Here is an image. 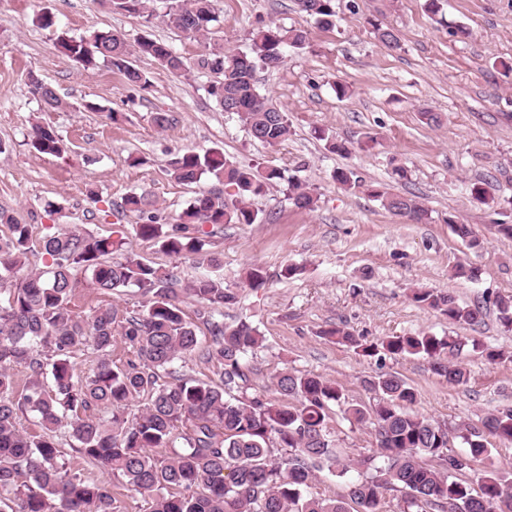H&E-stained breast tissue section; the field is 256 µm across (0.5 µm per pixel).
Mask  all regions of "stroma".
<instances>
[{"label": "stroma", "mask_w": 512, "mask_h": 512, "mask_svg": "<svg viewBox=\"0 0 512 512\" xmlns=\"http://www.w3.org/2000/svg\"><path fill=\"white\" fill-rule=\"evenodd\" d=\"M336 24L317 26L296 0H215L219 24L212 43L245 49L258 20L307 32L309 48L289 50L284 65L257 74V85L285 112L288 139L271 148L253 142L235 115L222 111L205 91L209 78L197 70L170 73L155 60L133 57L150 87L135 90L106 67L84 70L55 45L56 29L74 37L95 26L135 43L149 34L187 61L204 50L201 41L164 25L142 26L139 18L112 11L99 0H0V207L13 210L31 225L35 237L78 227L100 237L116 225L136 223L122 211L132 192L152 196L167 221H175L199 192L216 181H174L168 163L175 154L223 148L232 162L275 167L285 179L252 201L257 224H227L206 235L204 251L217 259L224 283L239 302L226 307L225 321L245 319L258 325L264 342L248 360L254 367L251 386L262 391L280 369L310 372L339 384L348 402L372 399L368 379L399 375L417 392L415 412L448 427L477 423L512 407V361L490 364L468 360L470 382L455 387L434 374L420 358H365L353 348L323 337L324 329L341 326L370 342L390 336L430 332L473 338L486 346L512 351V333L503 332L495 306H488L480 325L448 322L417 307L409 289L424 286L447 291L459 303L512 296V240L500 237L496 222L512 221L469 199L466 186L481 178L494 181L500 198L512 199V76L497 69L512 58V0H446L440 16L430 17L424 0H336ZM53 13L55 29L36 21ZM395 28L399 49L376 38L372 25ZM470 35L452 36V25ZM50 83L66 109L46 111L28 92L29 74ZM349 86L338 99L334 82ZM424 111L439 113L437 127L423 124ZM169 113L167 129L152 116ZM53 127L66 144L63 156L41 154L30 144L34 126ZM329 128L337 140L356 144L376 135L371 152L342 157L328 153L314 130ZM143 164H133V157ZM407 170L395 179L393 165ZM351 167L361 187L347 191L331 178L335 168ZM307 181L318 196L315 210L295 208L287 196V179ZM383 186L418 195L430 219L415 224L393 215L369 197L368 187ZM462 216L483 240L482 250L468 249L451 232L448 215ZM133 248L146 262L175 267L181 281L206 272L195 257L174 259L155 241L134 239ZM460 261L480 269L478 281L454 278ZM267 273L263 288H250L249 265ZM301 274L284 278L286 266ZM137 289L103 295L79 281L72 303L87 315L111 304L120 312L139 311ZM328 430L346 455H373L370 428L331 415ZM82 474L109 484L115 512H145L140 495L121 477L88 463Z\"/></svg>", "instance_id": "stroma-1"}]
</instances>
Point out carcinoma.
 Returning <instances> with one entry per match:
<instances>
[{
  "label": "carcinoma",
  "mask_w": 512,
  "mask_h": 512,
  "mask_svg": "<svg viewBox=\"0 0 512 512\" xmlns=\"http://www.w3.org/2000/svg\"><path fill=\"white\" fill-rule=\"evenodd\" d=\"M108 2L112 10L140 18L145 27L159 20L195 38L207 37L218 21L212 0ZM315 5L310 13L315 23L333 26L335 0H315ZM373 28L383 45L400 47L396 29L380 23ZM307 40L302 29L261 20L239 52L247 66L231 67L239 53L213 45L196 67L210 74L207 93L216 105L223 111L235 108L233 115L253 140L276 147L288 138V117L261 93L255 74L271 63L282 66L288 49H303ZM56 45L84 69L108 67L122 74L127 85L142 90L149 82L129 61L134 54L156 60L173 74L186 71L182 56L147 36L131 46L96 28L80 37L58 31ZM28 88L47 109L66 106L36 75L28 76ZM315 134L329 152L351 153L331 131ZM30 146L55 156L65 150L63 139L49 126L33 128ZM169 175L181 183H197L209 175L236 186L237 198L228 202L219 191H203L177 222L168 224L146 195L133 192L124 197L122 209L141 223L130 232L120 225L106 238L74 227L36 239L31 225L0 208V224L8 229L0 237V291L5 292L0 296V512H114L111 488L72 469L61 454L63 440L83 461L121 475L149 512H381L389 491L404 492L403 512H444L448 503L453 512H512V474L495 465L488 440L491 436L512 445V409L481 419L480 429L457 425L465 451L453 454L448 427L408 411L417 393L392 373L366 381L375 394L368 406L348 404L342 387L320 375L287 369L271 378L278 397L248 392L252 367L245 356L262 346L264 336L245 320L224 322V306L237 303V294L212 274L181 284L171 268L142 261L129 233L157 241L172 258L198 255L204 246L199 237L203 226L256 223L258 211L251 199L285 180L284 174L277 168L239 167L222 149L211 148L176 155ZM332 178L348 191L359 186L351 168L335 169ZM287 180L288 200L298 209L314 210L318 198L311 186L298 178ZM370 193L396 216L416 224L429 219L415 195L385 188ZM469 193L483 204H497L489 179L471 183ZM448 224L468 248H481L472 225L454 214L448 215ZM36 250L45 268L28 271V254ZM80 273L102 294L138 289L144 298L141 310L124 317L112 306H101L85 317L76 314L71 303ZM185 298L203 308L201 318L209 333L204 347L198 326L183 311ZM411 300L453 324L475 326L483 320L482 303L463 306L449 292L417 287ZM494 305L503 331L512 332V298L498 296ZM323 335L368 358H421L457 387L469 383L466 360L473 354L490 363L512 360L508 352L466 336L418 333L368 343L339 326ZM119 339L132 348V356L123 361L112 358ZM82 347L97 359L88 376L78 373L72 362ZM195 353L213 365L219 382L185 378L171 369L175 360ZM48 366L50 387L43 383ZM19 368L26 373L22 386L16 378ZM136 400L143 401L142 408L132 415L129 406ZM334 407L343 419L374 431L381 463L373 456L342 457L327 427ZM28 412L40 432L30 434L19 427V415ZM154 448L167 453L158 459L150 454ZM474 461L486 463L477 490L464 477ZM360 467L371 473L350 482L347 501L309 492L322 472L345 479Z\"/></svg>",
  "instance_id": "carcinoma-1"
}]
</instances>
